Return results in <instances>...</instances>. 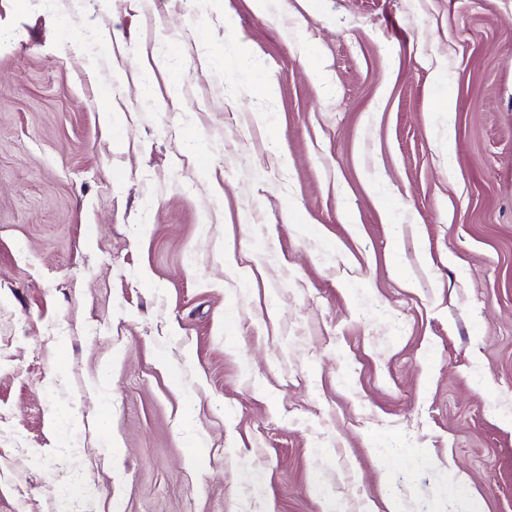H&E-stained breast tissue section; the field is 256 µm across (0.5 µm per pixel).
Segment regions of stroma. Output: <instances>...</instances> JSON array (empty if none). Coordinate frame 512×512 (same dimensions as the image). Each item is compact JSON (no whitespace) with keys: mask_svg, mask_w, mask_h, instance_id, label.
Returning a JSON list of instances; mask_svg holds the SVG:
<instances>
[{"mask_svg":"<svg viewBox=\"0 0 512 512\" xmlns=\"http://www.w3.org/2000/svg\"><path fill=\"white\" fill-rule=\"evenodd\" d=\"M452 465L512 512V0H0V512Z\"/></svg>","mask_w":512,"mask_h":512,"instance_id":"1","label":"stroma"}]
</instances>
